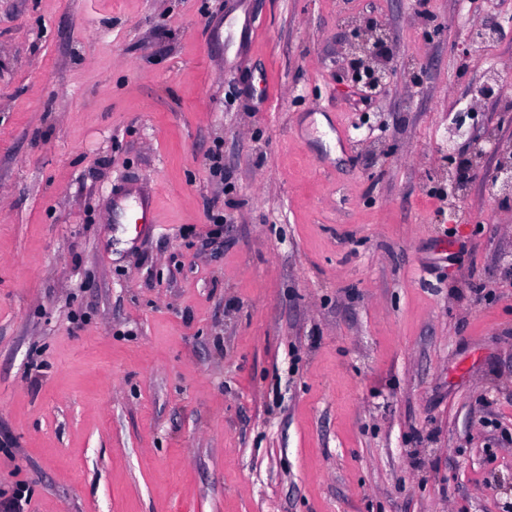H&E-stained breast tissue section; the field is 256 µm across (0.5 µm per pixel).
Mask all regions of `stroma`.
Here are the masks:
<instances>
[{
  "label": "stroma",
  "mask_w": 512,
  "mask_h": 512,
  "mask_svg": "<svg viewBox=\"0 0 512 512\" xmlns=\"http://www.w3.org/2000/svg\"><path fill=\"white\" fill-rule=\"evenodd\" d=\"M510 100L512 0H0V496L512 512ZM385 33L378 26H370L355 34L352 51L354 74L358 80L365 77L364 84L370 89H377L389 83L395 75V65L388 60H378L379 52L385 41ZM375 60L376 65L366 64Z\"/></svg>",
  "instance_id": "obj_1"
}]
</instances>
